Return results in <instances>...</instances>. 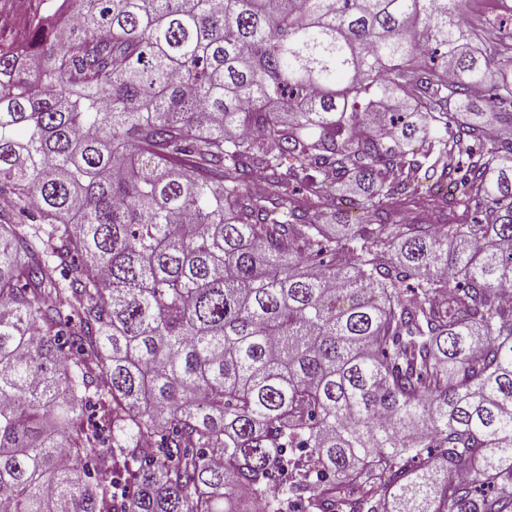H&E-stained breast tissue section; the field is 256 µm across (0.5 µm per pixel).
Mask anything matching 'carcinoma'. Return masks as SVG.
Instances as JSON below:
<instances>
[{"label": "carcinoma", "mask_w": 512, "mask_h": 512, "mask_svg": "<svg viewBox=\"0 0 512 512\" xmlns=\"http://www.w3.org/2000/svg\"><path fill=\"white\" fill-rule=\"evenodd\" d=\"M46 2L0 34V512H512V80L475 111L458 0ZM364 218L358 210L341 209L330 207L322 210L321 224H363Z\"/></svg>", "instance_id": "obj_1"}]
</instances>
